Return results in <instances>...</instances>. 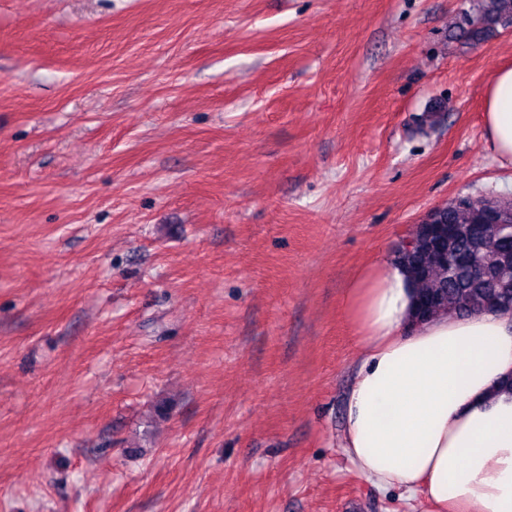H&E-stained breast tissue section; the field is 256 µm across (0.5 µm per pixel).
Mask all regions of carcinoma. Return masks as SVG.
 <instances>
[{
    "instance_id": "carcinoma-1",
    "label": "carcinoma",
    "mask_w": 512,
    "mask_h": 512,
    "mask_svg": "<svg viewBox=\"0 0 512 512\" xmlns=\"http://www.w3.org/2000/svg\"><path fill=\"white\" fill-rule=\"evenodd\" d=\"M477 2L452 24L454 38L470 45L498 25L512 27V0ZM493 213L512 216V198L441 205L431 225L418 224L410 233L412 249L393 251L394 263L413 282L417 321L512 303V233L491 223Z\"/></svg>"
}]
</instances>
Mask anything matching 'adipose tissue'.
<instances>
[{
  "mask_svg": "<svg viewBox=\"0 0 512 512\" xmlns=\"http://www.w3.org/2000/svg\"><path fill=\"white\" fill-rule=\"evenodd\" d=\"M485 144L512 167V62L484 100ZM407 272L380 256L362 266L343 311L362 348L345 396L343 452L379 489L430 512H512V315L475 311L413 321Z\"/></svg>",
  "mask_w": 512,
  "mask_h": 512,
  "instance_id": "obj_1",
  "label": "adipose tissue"
}]
</instances>
